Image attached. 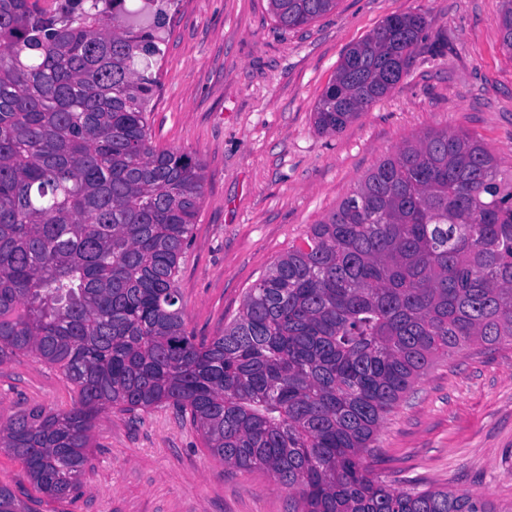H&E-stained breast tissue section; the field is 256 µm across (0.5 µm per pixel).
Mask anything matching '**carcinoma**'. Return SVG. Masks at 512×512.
Listing matches in <instances>:
<instances>
[{
	"instance_id": "carcinoma-1",
	"label": "carcinoma",
	"mask_w": 512,
	"mask_h": 512,
	"mask_svg": "<svg viewBox=\"0 0 512 512\" xmlns=\"http://www.w3.org/2000/svg\"><path fill=\"white\" fill-rule=\"evenodd\" d=\"M0 0V362L30 356L77 399L0 415V450L50 499L81 491L110 408L189 417L225 466L262 469L292 512H500L384 484L365 461L387 414L465 346L512 345V176L466 132L382 159L250 288L224 334L188 330L176 288L203 165L152 144L148 106L173 0ZM498 17L512 54V0ZM279 28L337 0H269ZM424 14L344 54L314 111L334 135L407 72ZM0 512H30L0 484Z\"/></svg>"
}]
</instances>
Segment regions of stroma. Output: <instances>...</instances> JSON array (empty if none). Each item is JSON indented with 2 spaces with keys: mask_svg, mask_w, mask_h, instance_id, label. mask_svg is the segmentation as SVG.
Instances as JSON below:
<instances>
[{
  "mask_svg": "<svg viewBox=\"0 0 512 512\" xmlns=\"http://www.w3.org/2000/svg\"><path fill=\"white\" fill-rule=\"evenodd\" d=\"M503 0H338L311 25L279 29L268 0H176L156 69L152 141L194 154L205 195L177 286L187 327L222 335L261 273L413 136L464 131L512 167V55ZM425 14L409 72L340 133L315 106L345 50L393 15ZM76 394L31 357L0 362V414L57 412ZM369 462L382 480L449 487L512 507V346L464 348L431 366L388 415ZM0 483L33 512H291L266 472L210 455L188 417L162 405L111 409L98 424L79 496L35 491L0 453Z\"/></svg>",
  "mask_w": 512,
  "mask_h": 512,
  "instance_id": "35a3bbf8",
  "label": "stroma"
}]
</instances>
